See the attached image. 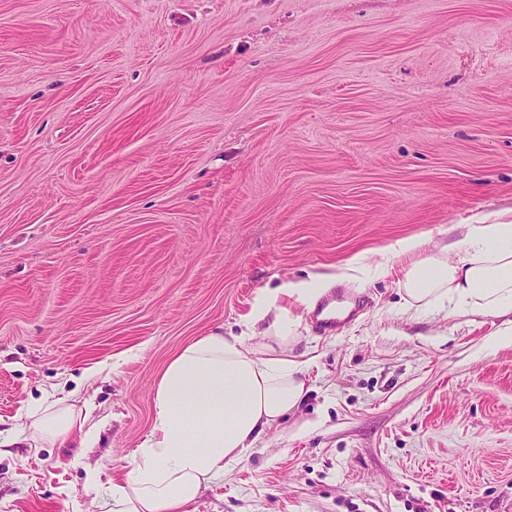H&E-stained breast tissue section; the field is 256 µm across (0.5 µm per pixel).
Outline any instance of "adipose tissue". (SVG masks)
<instances>
[{"mask_svg":"<svg viewBox=\"0 0 512 512\" xmlns=\"http://www.w3.org/2000/svg\"><path fill=\"white\" fill-rule=\"evenodd\" d=\"M392 252L406 261L400 289L407 308L512 314V222L467 225L453 260L447 247L427 252L416 237ZM328 283L315 275L260 289L245 317L247 334L211 332L169 360L156 382L152 426L123 482L102 497L101 512H195L201 492L304 401L309 365L288 353L298 319L283 302H314ZM88 417L70 404L33 402L18 427L35 449L65 443L77 429L90 446Z\"/></svg>","mask_w":512,"mask_h":512,"instance_id":"obj_1","label":"adipose tissue"}]
</instances>
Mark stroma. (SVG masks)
Returning <instances> with one entry per match:
<instances>
[{"instance_id":"1","label":"stroma","mask_w":512,"mask_h":512,"mask_svg":"<svg viewBox=\"0 0 512 512\" xmlns=\"http://www.w3.org/2000/svg\"><path fill=\"white\" fill-rule=\"evenodd\" d=\"M509 220L512 0H0V430L108 420L1 453L0 512H99L172 354L316 274L363 313L291 305L311 390L196 512H512V315L405 310L391 253ZM338 301L345 303V305L333 306V303ZM362 305L357 297H330L325 299L317 309L315 319L324 332L338 331L357 319L362 310ZM84 406L87 411L80 409L77 415L74 404L65 405L60 401L33 402L28 404L23 414L17 418V426L29 448L35 450L43 448V443H65L76 427L82 435L83 444L91 447L95 435L93 429L84 430L90 413L88 401L84 402Z\"/></svg>"}]
</instances>
